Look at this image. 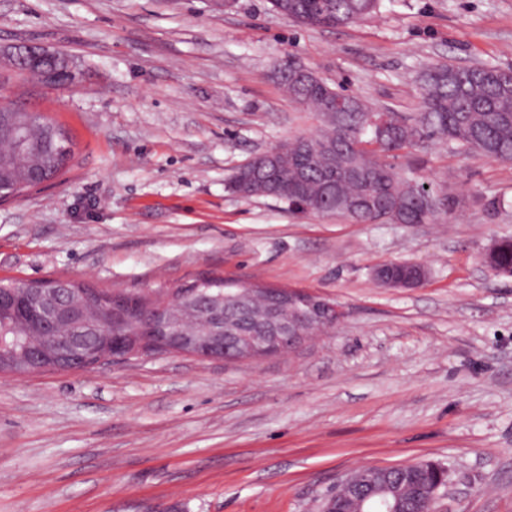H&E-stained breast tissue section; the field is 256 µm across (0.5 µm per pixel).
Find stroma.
Masks as SVG:
<instances>
[{
  "label": "stroma",
  "mask_w": 512,
  "mask_h": 512,
  "mask_svg": "<svg viewBox=\"0 0 512 512\" xmlns=\"http://www.w3.org/2000/svg\"><path fill=\"white\" fill-rule=\"evenodd\" d=\"M66 55L46 85L0 64V94L75 144L62 178L0 204V279L164 292L206 274L326 297L341 323L293 353H168L0 379V512H322L362 466L435 460L438 512H512V164L400 151L460 198L433 224H357L242 197L237 169L323 129L277 78L294 58L374 109L414 117L439 62L512 69V0H381L337 28L268 0H0V47ZM422 264L387 288L371 269ZM498 242L497 251L489 258L485 256V263L496 276L510 278L508 273L512 269V238H504Z\"/></svg>",
  "instance_id": "stroma-1"
}]
</instances>
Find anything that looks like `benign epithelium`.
<instances>
[{
  "instance_id": "obj_1",
  "label": "benign epithelium",
  "mask_w": 512,
  "mask_h": 512,
  "mask_svg": "<svg viewBox=\"0 0 512 512\" xmlns=\"http://www.w3.org/2000/svg\"><path fill=\"white\" fill-rule=\"evenodd\" d=\"M12 62H23L29 72L44 78L53 54L46 48L29 45L11 54ZM281 163V151L265 152L262 169H256L240 179L239 192L257 182L266 187L264 194L278 195L275 171ZM385 267L405 269L401 281L421 284L426 277L423 267L403 261H391ZM290 302L300 301L306 307L314 303L319 315L306 309L295 314L280 313L278 305L268 303L269 289L249 282H236L234 287L208 298L205 308L207 327L202 332L183 328L169 316V309L189 300L177 297V289L159 296H150L151 303L133 307L114 292L98 302L99 311L112 323L109 336H59L57 329L85 318L89 294L83 288H37L35 282H25V289L0 290V309L24 304L33 311L31 335L5 336L0 330V378L28 373L57 370L75 371L90 362L98 365L108 360H127L141 356L148 349L200 359L239 361L246 356L258 357L290 352L296 349L325 322L336 325L344 318L343 310L327 300L318 299L310 291L279 289ZM339 483L330 497L325 512H400V496L392 483L384 480L372 467L358 470ZM398 481L416 496L434 503L440 486L424 487L421 472L414 468L398 474Z\"/></svg>"
}]
</instances>
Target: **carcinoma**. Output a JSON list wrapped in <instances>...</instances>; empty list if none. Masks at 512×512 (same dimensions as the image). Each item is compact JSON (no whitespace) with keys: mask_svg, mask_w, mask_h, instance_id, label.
Wrapping results in <instances>:
<instances>
[{"mask_svg":"<svg viewBox=\"0 0 512 512\" xmlns=\"http://www.w3.org/2000/svg\"><path fill=\"white\" fill-rule=\"evenodd\" d=\"M273 8L307 26L337 28L373 14L379 0H270ZM279 78L288 96L325 117L315 135L283 142L284 162L276 178L288 189L279 200L300 213L332 214L358 224H431L460 204L454 196L428 186L410 169H398L385 157L427 142H445L450 149L478 152L512 162V81L492 65H434L420 76L423 109L413 120H389L379 135L368 124L375 113L360 96L334 89L324 81L304 82L280 66ZM10 128L0 130V194L19 195L34 186L29 170L37 165L56 180L72 166L75 153L55 158L39 144L45 135L58 148L69 134L46 116L10 103ZM27 133L19 143L13 128ZM499 277L512 271V238L499 240L485 259Z\"/></svg>","mask_w":512,"mask_h":512,"instance_id":"cac0c4a2","label":"carcinoma"}]
</instances>
